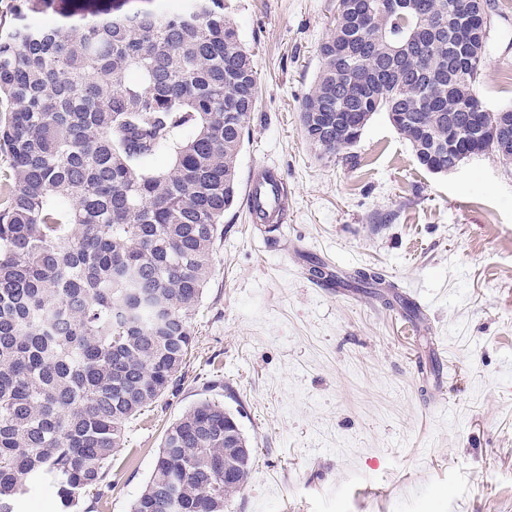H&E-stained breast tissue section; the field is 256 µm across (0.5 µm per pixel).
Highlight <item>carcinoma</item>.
<instances>
[{"label":"carcinoma","instance_id":"obj_1","mask_svg":"<svg viewBox=\"0 0 512 512\" xmlns=\"http://www.w3.org/2000/svg\"><path fill=\"white\" fill-rule=\"evenodd\" d=\"M336 0L321 70L301 105L315 150L350 149L387 113L417 163L499 150L448 139L492 122L475 92L490 38L464 17L495 0ZM225 0H19L0 23V512L34 487L75 512L111 487L128 422L177 387L192 318L212 276L257 72ZM169 150L172 165L147 162ZM252 448L224 405L202 398L166 431L131 512H224ZM231 479L224 480V469Z\"/></svg>","mask_w":512,"mask_h":512}]
</instances>
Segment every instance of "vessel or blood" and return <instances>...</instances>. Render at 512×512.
Listing matches in <instances>:
<instances>
[{
  "label": "vessel or blood",
  "instance_id": "1",
  "mask_svg": "<svg viewBox=\"0 0 512 512\" xmlns=\"http://www.w3.org/2000/svg\"><path fill=\"white\" fill-rule=\"evenodd\" d=\"M252 222L282 224L288 216V187L280 172L265 166L254 171L246 193Z\"/></svg>",
  "mask_w": 512,
  "mask_h": 512
}]
</instances>
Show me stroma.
<instances>
[{
    "label": "stroma",
    "mask_w": 512,
    "mask_h": 512,
    "mask_svg": "<svg viewBox=\"0 0 512 512\" xmlns=\"http://www.w3.org/2000/svg\"><path fill=\"white\" fill-rule=\"evenodd\" d=\"M253 54L257 110L238 159L288 185V220L224 214L214 271L173 393L127 426L103 499L130 512L169 425L222 402L255 450L224 512H512V164L420 167L386 113L353 147L319 156L301 102L321 66L336 0H230ZM478 96L512 106V0H496ZM339 285L312 280L308 257ZM378 269L381 285L349 275Z\"/></svg>",
    "instance_id": "35a3bbf8"
}]
</instances>
